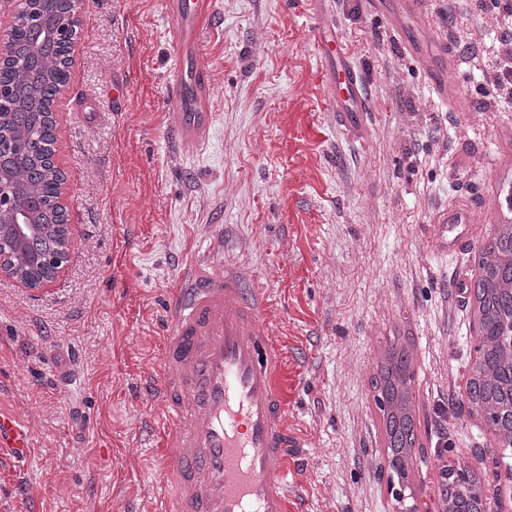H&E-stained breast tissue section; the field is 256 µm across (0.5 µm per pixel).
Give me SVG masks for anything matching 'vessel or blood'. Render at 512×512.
I'll use <instances>...</instances> for the list:
<instances>
[{
	"label": "vessel or blood",
	"mask_w": 512,
	"mask_h": 512,
	"mask_svg": "<svg viewBox=\"0 0 512 512\" xmlns=\"http://www.w3.org/2000/svg\"><path fill=\"white\" fill-rule=\"evenodd\" d=\"M175 69L167 82V126L185 148L206 141L214 114L210 73L197 52L205 0H167ZM388 16L406 51L426 68L434 91L448 95L446 42L423 22V0H369ZM314 43L329 111L356 127L367 109L360 75L336 22L320 8ZM465 217L444 214L440 249L466 244ZM276 303L233 264L202 260L185 271L166 301L158 380L143 390L163 414L165 493L155 512H289L295 499L288 462L305 441L288 424L282 386L288 356L274 332ZM28 429L0 411V463L30 453Z\"/></svg>",
	"instance_id": "b4317fda"
}]
</instances>
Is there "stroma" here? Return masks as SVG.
I'll list each match as a JSON object with an SVG mask.
<instances>
[{
  "instance_id": "stroma-1",
  "label": "stroma",
  "mask_w": 512,
  "mask_h": 512,
  "mask_svg": "<svg viewBox=\"0 0 512 512\" xmlns=\"http://www.w3.org/2000/svg\"><path fill=\"white\" fill-rule=\"evenodd\" d=\"M424 2L452 104L367 0H332L369 104L352 129L323 107L313 0H212L197 42L214 125L185 151L166 127L165 0H85L54 105L79 245L40 291L0 277V409L32 434L28 462L0 473V512H151L158 413L138 386L158 370L168 292L204 255L281 307L306 512H436L448 464L512 512V472L467 401L475 258L512 185V110L483 91L512 18L489 0ZM451 209L471 221L461 251L433 240ZM393 344L411 356L419 439L400 500L371 386Z\"/></svg>"
}]
</instances>
